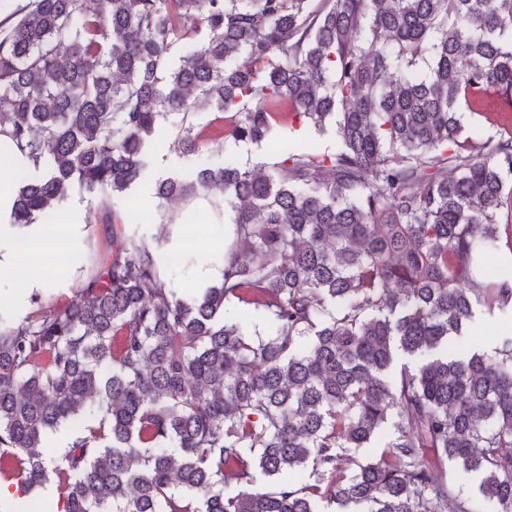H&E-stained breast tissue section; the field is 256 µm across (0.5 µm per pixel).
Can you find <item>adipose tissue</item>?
Segmentation results:
<instances>
[{
  "label": "adipose tissue",
  "mask_w": 512,
  "mask_h": 512,
  "mask_svg": "<svg viewBox=\"0 0 512 512\" xmlns=\"http://www.w3.org/2000/svg\"><path fill=\"white\" fill-rule=\"evenodd\" d=\"M30 167L25 153L8 134L0 132V272L10 268L19 258L37 269L36 274L15 285V298L21 306L31 295L53 284L51 277L38 272L45 255L60 245L70 252L76 250L86 226L83 212L76 209L64 210L58 224L14 223L16 189ZM193 249L197 260L186 270L184 287L203 289L220 283L224 264L213 260L212 255L223 251V241L199 234Z\"/></svg>",
  "instance_id": "1"
}]
</instances>
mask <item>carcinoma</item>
<instances>
[{
	"mask_svg": "<svg viewBox=\"0 0 512 512\" xmlns=\"http://www.w3.org/2000/svg\"><path fill=\"white\" fill-rule=\"evenodd\" d=\"M200 100L274 161L160 183L162 222L174 196L218 191L231 210L224 278L193 294L109 196L149 144L205 148ZM466 109L512 112V0H27L5 16L0 127L34 167L14 222L77 188L112 251L66 304L0 319V478L55 481L58 512H474L444 459L512 512V347L461 339L473 303L512 307L508 267L478 278L512 136L476 135ZM286 119L333 122L335 151L281 138ZM233 302L266 333L225 319ZM399 356L414 364L394 373ZM394 415L397 436L357 461Z\"/></svg>",
	"mask_w": 512,
	"mask_h": 512,
	"instance_id": "cac0c4a2",
	"label": "carcinoma"
}]
</instances>
